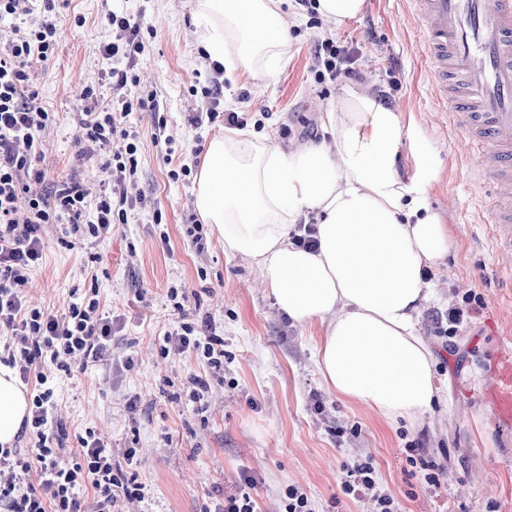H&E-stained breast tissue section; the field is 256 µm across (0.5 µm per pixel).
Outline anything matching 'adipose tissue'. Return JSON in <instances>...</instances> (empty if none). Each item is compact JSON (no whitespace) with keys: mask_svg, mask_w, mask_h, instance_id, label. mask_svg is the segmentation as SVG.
I'll return each mask as SVG.
<instances>
[{"mask_svg":"<svg viewBox=\"0 0 512 512\" xmlns=\"http://www.w3.org/2000/svg\"><path fill=\"white\" fill-rule=\"evenodd\" d=\"M281 4L197 0L196 41L222 57L229 79H268L290 41ZM322 128L329 141L288 148L239 129L214 137L196 173L195 209L225 251L252 257L294 324H324L316 356L329 391L385 421L416 422L438 395L433 355L417 331L435 297L425 276L455 239L428 206V160L411 180L396 172L399 112L349 89ZM309 218L313 251L291 237ZM28 413L25 385L0 363V445L15 441Z\"/></svg>","mask_w":512,"mask_h":512,"instance_id":"adipose-tissue-1","label":"adipose tissue"}]
</instances>
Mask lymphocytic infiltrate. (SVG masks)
Instances as JSON below:
<instances>
[{
	"label": "lymphocytic infiltrate",
	"instance_id": "1",
	"mask_svg": "<svg viewBox=\"0 0 512 512\" xmlns=\"http://www.w3.org/2000/svg\"><path fill=\"white\" fill-rule=\"evenodd\" d=\"M12 26L0 35V345L1 362L15 367L22 382H34L31 415L22 433L32 447L15 443L0 446V512H110L116 493L131 500L143 498L144 487L116 472L112 451L94 431L79 437V447L68 450L52 427L56 421V396L52 375L69 372L68 360L81 356L98 361L112 340V318L100 313L96 298L70 303L56 316L27 308L23 289L42 258L39 230L46 224L69 222L71 233L96 238L109 233L113 224L125 222L133 200L127 183L137 169V133L119 121L134 110L154 112V126L166 121L154 99H131L128 86L138 82L135 66L145 51L143 21L124 11L105 15L112 40L100 48L102 55L119 61L112 71V102L97 111L80 113V139L106 146L122 138L126 145L103 164L106 175L98 196H90L78 181L56 184L51 196L32 192L41 182L43 133L55 120L39 101L33 81L35 65L49 62L56 51L60 14L56 0H0V21ZM313 69L319 80L354 77L347 50L333 39L317 42ZM94 219L83 222L86 209ZM194 352L209 369H224V341L199 334L197 327L182 322L164 335L163 354ZM369 461L347 467L345 493H370L380 512H393L392 498L383 493L373 477ZM93 490L92 502L79 495Z\"/></svg>",
	"mask_w": 512,
	"mask_h": 512
}]
</instances>
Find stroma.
Returning <instances> with one entry per match:
<instances>
[{"mask_svg": "<svg viewBox=\"0 0 512 512\" xmlns=\"http://www.w3.org/2000/svg\"><path fill=\"white\" fill-rule=\"evenodd\" d=\"M194 5L67 0L58 49L36 73L39 100L56 115L43 136L49 180L75 175L94 192L104 178L105 154L78 143L76 120L112 96L114 63L98 51L112 39L100 21L105 11L127 10L154 28L131 93L155 96L167 117L160 135L150 113L127 118L141 143L125 223L99 239L66 236L57 226L42 231L43 260L26 289L30 304L60 314L93 288L112 317L111 359L73 364L70 375L56 380L66 447H78L79 435L93 429L124 475L143 484V499L118 498L114 512H205L234 491L244 470L260 479L253 491L257 512H281L290 485L307 494L313 512H375L369 496L343 491L347 464L367 458L394 512H512V427L497 423L489 399L502 383L503 351L512 347V281L505 276L512 254L491 246L494 191L471 178L472 161L437 92L412 0H365L363 12L337 28L312 24L296 0H284L291 25L286 54L266 82L245 75L225 82L223 109L286 146L300 143L303 126L319 124L345 89L367 83L384 91L402 116L399 175L412 179L419 159L432 161L430 206L460 242L427 273L437 296L417 328L435 355L440 395L413 424L386 423L367 405L331 393L315 354L323 324H293L250 256L225 252L212 227L204 228L202 244L187 236L195 179L171 180L170 167L197 169L210 138L225 129L221 121L198 129L187 121L206 109L201 89L209 73L194 41ZM76 15L85 17L82 27H75ZM328 37L349 49L355 78L315 80L313 47ZM90 83L98 88L93 103L81 96ZM466 294L480 304L452 346L443 347L431 333V317ZM178 302L201 334L223 338V373H211L192 352L162 356ZM196 376L208 383L197 404L189 399ZM414 447L443 465L439 485L427 484L424 470L408 463Z\"/></svg>", "mask_w": 512, "mask_h": 512, "instance_id": "35a3bbf8", "label": "stroma"}]
</instances>
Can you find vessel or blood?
Wrapping results in <instances>:
<instances>
[{"instance_id":"b4317fda","label":"vessel or blood","mask_w":512,"mask_h":512,"mask_svg":"<svg viewBox=\"0 0 512 512\" xmlns=\"http://www.w3.org/2000/svg\"><path fill=\"white\" fill-rule=\"evenodd\" d=\"M424 53L438 71L462 77L453 122L476 158L478 176L497 196L494 243L512 249V0H413ZM496 417L512 426V376L492 398Z\"/></svg>"}]
</instances>
